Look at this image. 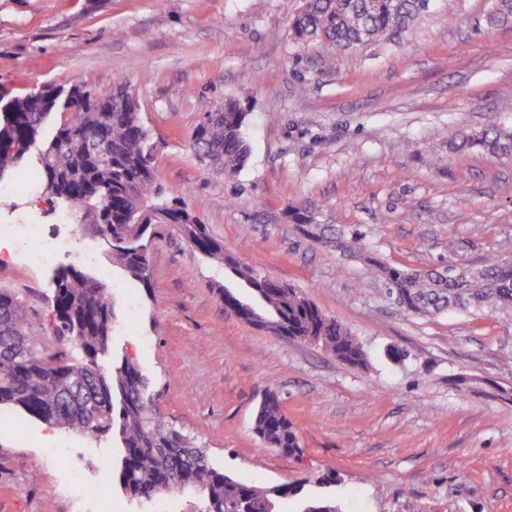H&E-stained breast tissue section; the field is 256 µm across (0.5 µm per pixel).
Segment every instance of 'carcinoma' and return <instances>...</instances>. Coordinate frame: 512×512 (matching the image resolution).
<instances>
[{
	"label": "carcinoma",
	"instance_id": "carcinoma-1",
	"mask_svg": "<svg viewBox=\"0 0 512 512\" xmlns=\"http://www.w3.org/2000/svg\"><path fill=\"white\" fill-rule=\"evenodd\" d=\"M427 2L303 0L290 32L300 44L357 50L408 29ZM486 22L492 28L512 26V0H498ZM57 89L50 84L22 95L0 92V102L11 105L10 111L0 112V182L22 176L20 165L51 119L53 134L38 157L42 192L55 209L72 210L82 223L112 234V265L147 282L149 246L156 228L167 226L202 256L247 281L268 309L262 315L219 289L224 305L238 311L240 319L277 336L311 339L342 361L361 362L359 344L341 323L292 286L241 265L182 203L163 198L150 131L127 86L100 94L84 85L72 102L61 97L50 111L49 99ZM245 118L237 103L227 99L209 126L195 127L191 143L204 167L226 178L244 167L250 154ZM462 144L493 153L511 151L512 130L466 135ZM291 218L311 225L313 239L327 238V229L313 223L309 213L294 210ZM370 265L389 297L412 314L428 317L454 310L512 319V259L488 257L453 279L439 269L412 270L377 261ZM53 305L56 332L73 341L71 353L40 350L30 336L22 300L0 289V406L92 437L117 435L122 444L118 482L129 498L149 502L182 490L201 495L198 512H277L279 500L300 491L294 484L264 488L242 483L212 467L192 438L159 419L137 362L114 360L109 369L100 364L109 354L115 318L106 282L63 267L55 275ZM254 432L285 455L303 454L274 391L266 392L257 408Z\"/></svg>",
	"mask_w": 512,
	"mask_h": 512
}]
</instances>
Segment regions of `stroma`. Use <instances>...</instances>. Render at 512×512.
<instances>
[{
  "mask_svg": "<svg viewBox=\"0 0 512 512\" xmlns=\"http://www.w3.org/2000/svg\"><path fill=\"white\" fill-rule=\"evenodd\" d=\"M495 0H429L400 37L357 51L290 35L300 0H0V92L42 84H116L137 95L171 196L258 275L292 284L360 343L351 364L227 313L220 288L244 282L175 232L155 236L142 283L113 266L93 225L53 229L93 261L35 265L5 238L0 288L15 292L51 352L53 276H105L115 309L110 354L133 357L163 420L209 463L262 486L299 483L341 512H512V320L399 308L365 263L423 270L512 257V153L461 144L512 127V28ZM234 99L251 147L233 178L203 168L190 144L200 117ZM360 234L361 253L309 238L288 215ZM25 189L0 198V225L51 224ZM276 391L303 448H268L253 430ZM118 439H96L0 408V512H196L199 499L127 498ZM332 472L336 482L318 485Z\"/></svg>",
  "mask_w": 512,
  "mask_h": 512,
  "instance_id": "obj_1",
  "label": "stroma"
}]
</instances>
